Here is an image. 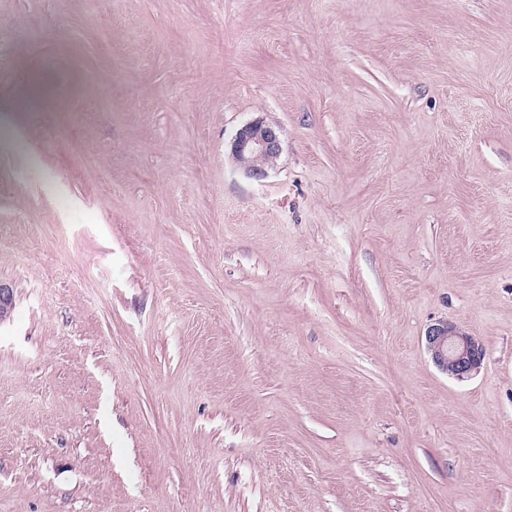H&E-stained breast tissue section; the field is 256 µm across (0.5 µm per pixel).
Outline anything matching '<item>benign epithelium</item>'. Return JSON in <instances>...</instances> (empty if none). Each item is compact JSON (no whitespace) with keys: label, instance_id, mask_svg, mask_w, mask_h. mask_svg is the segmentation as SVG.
<instances>
[{"label":"benign epithelium","instance_id":"1","mask_svg":"<svg viewBox=\"0 0 512 512\" xmlns=\"http://www.w3.org/2000/svg\"><path fill=\"white\" fill-rule=\"evenodd\" d=\"M282 151L277 128L256 120L243 126L231 144V155L248 177L263 180L276 166ZM14 309L13 292L0 284V323ZM425 345L433 362L449 376L464 379L477 371L483 360L482 345L467 332L446 321L426 329Z\"/></svg>","mask_w":512,"mask_h":512}]
</instances>
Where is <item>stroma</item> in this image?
Segmentation results:
<instances>
[{"label": "stroma", "instance_id": "35a3bbf8", "mask_svg": "<svg viewBox=\"0 0 512 512\" xmlns=\"http://www.w3.org/2000/svg\"><path fill=\"white\" fill-rule=\"evenodd\" d=\"M0 283V512H512V0H0ZM282 151L280 132L264 121L243 126L231 144V155L248 177L263 180L276 166ZM425 345L433 362L456 379L477 371L483 360L482 345L448 321H439L426 329Z\"/></svg>", "mask_w": 512, "mask_h": 512}]
</instances>
